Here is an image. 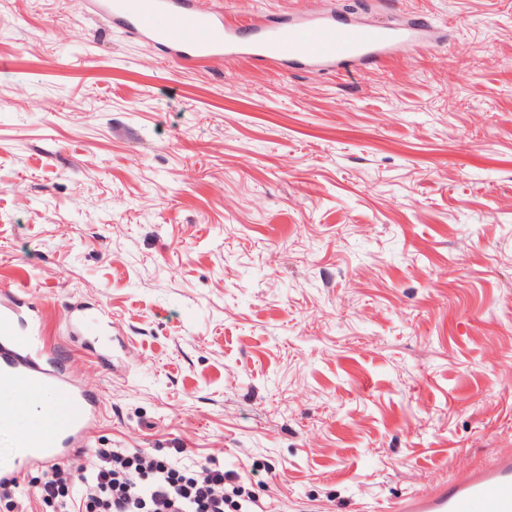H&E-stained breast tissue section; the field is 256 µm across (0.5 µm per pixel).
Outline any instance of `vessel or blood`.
I'll list each match as a JSON object with an SVG mask.
<instances>
[{
  "label": "vessel or blood",
  "instance_id": "b4317fda",
  "mask_svg": "<svg viewBox=\"0 0 512 512\" xmlns=\"http://www.w3.org/2000/svg\"><path fill=\"white\" fill-rule=\"evenodd\" d=\"M97 13L129 35L159 45L183 67L216 55L249 61L285 58L302 68L333 71L365 61L389 60L417 45L423 19L367 24L333 14L307 13L295 20L231 18L204 11L197 0H95ZM0 428L10 429L28 403L45 400L48 430L20 433V452L0 469V483H19L32 464L52 466L89 446L100 400L58 359L43 338L38 307L21 289L0 290ZM395 512H512V457L448 485L402 498Z\"/></svg>",
  "mask_w": 512,
  "mask_h": 512
}]
</instances>
